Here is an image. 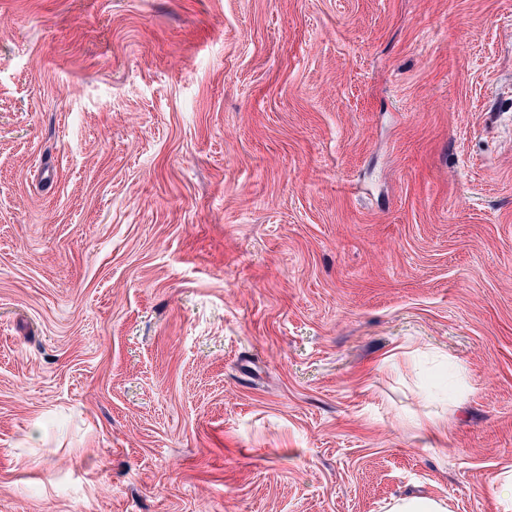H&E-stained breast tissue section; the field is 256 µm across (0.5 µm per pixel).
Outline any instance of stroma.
I'll list each match as a JSON object with an SVG mask.
<instances>
[{
	"instance_id": "1",
	"label": "stroma",
	"mask_w": 512,
	"mask_h": 512,
	"mask_svg": "<svg viewBox=\"0 0 512 512\" xmlns=\"http://www.w3.org/2000/svg\"><path fill=\"white\" fill-rule=\"evenodd\" d=\"M508 465L512 0H0V512Z\"/></svg>"
}]
</instances>
